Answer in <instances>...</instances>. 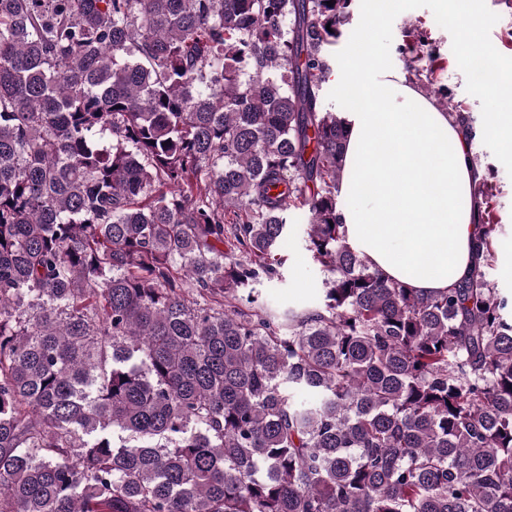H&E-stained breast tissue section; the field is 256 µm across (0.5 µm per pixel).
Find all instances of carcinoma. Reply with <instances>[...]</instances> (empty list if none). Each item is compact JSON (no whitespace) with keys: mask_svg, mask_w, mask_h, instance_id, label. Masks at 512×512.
Here are the masks:
<instances>
[{"mask_svg":"<svg viewBox=\"0 0 512 512\" xmlns=\"http://www.w3.org/2000/svg\"><path fill=\"white\" fill-rule=\"evenodd\" d=\"M353 2L0 0V512H512L493 215L427 296L341 231ZM288 243L283 267V281L274 280L257 286L269 307L280 309L314 302L321 296L324 273L310 259L304 248V226L296 224Z\"/></svg>","mask_w":512,"mask_h":512,"instance_id":"obj_1","label":"carcinoma"}]
</instances>
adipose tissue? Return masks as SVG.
I'll return each instance as SVG.
<instances>
[{
    "label": "adipose tissue",
    "mask_w": 512,
    "mask_h": 512,
    "mask_svg": "<svg viewBox=\"0 0 512 512\" xmlns=\"http://www.w3.org/2000/svg\"><path fill=\"white\" fill-rule=\"evenodd\" d=\"M353 86L362 108L346 116L339 189L353 203L342 232L390 279L448 290L473 262L471 134L402 73L381 69Z\"/></svg>",
    "instance_id": "adipose-tissue-1"
}]
</instances>
